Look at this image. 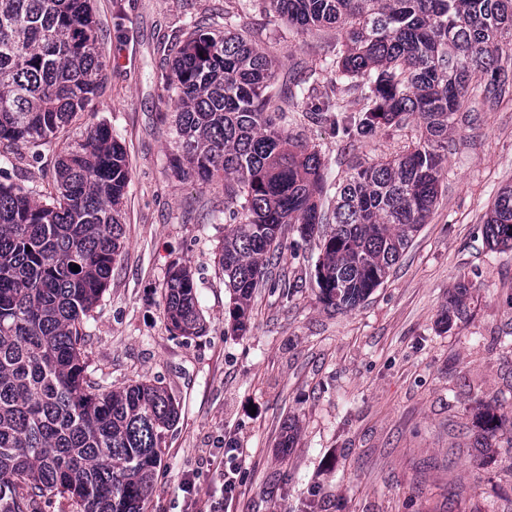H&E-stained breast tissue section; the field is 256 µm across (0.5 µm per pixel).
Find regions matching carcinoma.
Instances as JSON below:
<instances>
[{
    "label": "carcinoma",
    "mask_w": 512,
    "mask_h": 512,
    "mask_svg": "<svg viewBox=\"0 0 512 512\" xmlns=\"http://www.w3.org/2000/svg\"><path fill=\"white\" fill-rule=\"evenodd\" d=\"M267 3L301 31L336 28V79L365 101L358 118L336 117L347 137L411 120L417 135L402 152L353 167L329 219L320 153L279 128L282 103L301 83L272 92L274 61L239 34L199 29L184 42L160 80L180 106L175 167L227 182L218 262L233 333L247 329L253 295L292 224L303 238L319 236L321 300L345 311L360 305L430 217L471 76L487 75L479 96L490 109L512 96V0ZM103 70L90 0H0V147L27 145L34 161L57 147L54 191L44 198L0 166V512H42L56 495L81 512H146L162 433L178 418L163 387L109 390L82 359L85 324L120 254L131 181L106 125L67 135L102 88ZM483 233L490 247L512 248V185L499 191ZM466 292L461 284L449 297L445 320L465 314ZM162 295L173 331L204 334L185 265L170 266ZM484 416L490 436H512V411L487 405Z\"/></svg>",
    "instance_id": "obj_1"
}]
</instances>
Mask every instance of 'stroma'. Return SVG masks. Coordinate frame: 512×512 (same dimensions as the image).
Wrapping results in <instances>:
<instances>
[{
	"label": "stroma",
	"instance_id": "obj_1",
	"mask_svg": "<svg viewBox=\"0 0 512 512\" xmlns=\"http://www.w3.org/2000/svg\"><path fill=\"white\" fill-rule=\"evenodd\" d=\"M94 8L105 80L72 130L109 126L132 181L123 248L83 352L113 388L149 381L179 404L147 512H210L222 486L215 463L231 444L243 456L229 512H512V446L503 436L484 442L479 416L488 402L512 406V249L490 248L482 235L497 192L512 185V100L490 110L469 96L448 130L427 224L357 308L320 301L318 241L290 231L247 331L235 335L218 264L225 186L178 177L177 106L158 79L194 24L231 23L275 59L277 84L302 80L281 130L320 152L329 182L401 152L416 125L343 138L335 113L311 109L326 97L349 117L364 107L329 67L341 48L335 29L298 31L266 0H94ZM10 158L14 180L52 190L53 153L35 163L21 146ZM175 262L193 274L205 335H177L164 317L161 288ZM462 283L468 315L443 325ZM291 422L297 433L284 448Z\"/></svg>",
	"mask_w": 512,
	"mask_h": 512
}]
</instances>
